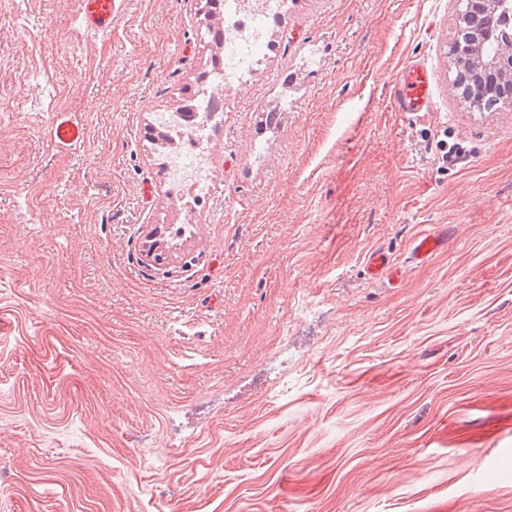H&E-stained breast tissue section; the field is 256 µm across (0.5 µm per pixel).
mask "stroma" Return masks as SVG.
I'll list each match as a JSON object with an SVG mask.
<instances>
[{
  "mask_svg": "<svg viewBox=\"0 0 512 512\" xmlns=\"http://www.w3.org/2000/svg\"><path fill=\"white\" fill-rule=\"evenodd\" d=\"M457 6L293 0L193 205L147 133L211 67L206 0H115L108 31L0 0V512H512V108L457 94ZM390 100L395 111L405 112L411 117L431 111L432 82L423 62L413 61L402 70L391 87ZM83 129L66 113H60L51 129L53 142L60 148H67L83 138ZM448 242V236L445 231L437 230L427 232L421 235L414 244L413 258L419 263H425L436 253L442 251ZM366 268L369 276L374 280L386 279L391 284H396L399 280L400 271L384 251H373L367 259Z\"/></svg>",
  "mask_w": 512,
  "mask_h": 512,
  "instance_id": "stroma-1",
  "label": "stroma"
}]
</instances>
